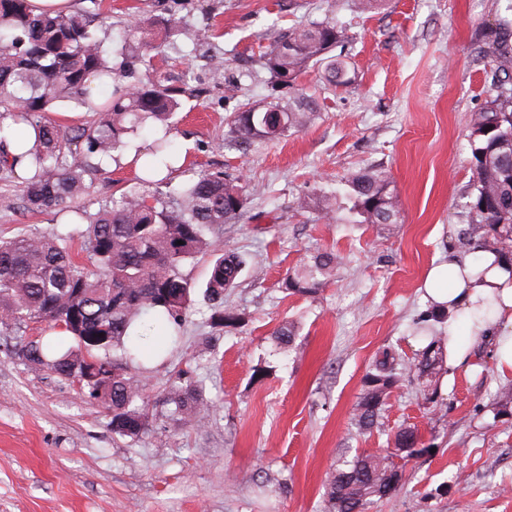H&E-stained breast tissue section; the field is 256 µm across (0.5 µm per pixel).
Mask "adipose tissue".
<instances>
[{"label":"adipose tissue","instance_id":"ef3b65f1","mask_svg":"<svg viewBox=\"0 0 512 512\" xmlns=\"http://www.w3.org/2000/svg\"><path fill=\"white\" fill-rule=\"evenodd\" d=\"M426 298L448 312L449 372L474 369L480 342L490 345V358L502 376L512 375V267L494 254L473 260L449 250L448 260L431 269L424 281ZM467 324L471 339H460L459 324Z\"/></svg>","mask_w":512,"mask_h":512}]
</instances>
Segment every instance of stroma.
I'll use <instances>...</instances> for the list:
<instances>
[{
    "label": "stroma",
    "mask_w": 512,
    "mask_h": 512,
    "mask_svg": "<svg viewBox=\"0 0 512 512\" xmlns=\"http://www.w3.org/2000/svg\"><path fill=\"white\" fill-rule=\"evenodd\" d=\"M111 27L104 48L120 56L132 13L183 15L188 33L151 51L154 66L178 63L200 98L183 103L174 132L177 191L194 174L246 173L244 218L224 228L226 249L246 265L224 299L240 316L218 333L196 302L179 335L140 376L153 416L132 440L113 435L109 412L78 385L28 363L15 337L0 334V512H327L326 485L338 461L385 452L400 425L417 429L423 454L402 461V480L369 512H512V415L495 416L501 382L491 361L441 376L435 402L407 379L372 430L353 422L363 377L385 349L413 361L426 341L423 282L470 220L474 173L469 123L512 75L477 56L474 36L512 11V0H99ZM333 19L349 39L335 48L354 73L330 85L311 68L293 85L270 82L267 47L289 29ZM210 28L211 47L192 30ZM224 70L208 69L209 52ZM304 95L313 124L247 150L225 146L227 121L244 103ZM383 165L397 190L398 224H324L296 209L307 193L345 197L340 179ZM134 164L106 161L92 201L134 186ZM71 212L34 215L0 207V238L80 228ZM346 258L319 295L281 282L307 256ZM295 322L292 345L273 332ZM214 408L207 426L182 425L164 398L187 380Z\"/></svg>",
    "instance_id": "stroma-1"
}]
</instances>
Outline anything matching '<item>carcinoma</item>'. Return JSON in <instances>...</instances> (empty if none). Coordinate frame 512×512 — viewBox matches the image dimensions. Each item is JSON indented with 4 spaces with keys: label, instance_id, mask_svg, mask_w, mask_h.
<instances>
[{
    "label": "carcinoma",
    "instance_id": "1",
    "mask_svg": "<svg viewBox=\"0 0 512 512\" xmlns=\"http://www.w3.org/2000/svg\"><path fill=\"white\" fill-rule=\"evenodd\" d=\"M183 18L170 13L142 17L127 25L122 61H112L103 44L106 17L100 13L33 12L30 0H0V111L16 115L20 131H33L34 145L10 155L0 137V178L20 188L29 212L69 209L84 221L78 237L43 233L0 240V331L22 332L29 322H43L63 332L74 346L54 352L40 338L20 337V352L29 362L88 389V398L112 412V433L136 439L151 426L148 396L131 367L158 350L151 337L174 333L193 306L194 286L185 266L201 254L213 266L204 290L212 327L239 323L224 292L236 286L245 261L224 247V225L246 214L249 200L243 174L203 172L178 192H164L175 171L172 118L183 98L193 92L184 76L170 68L148 66L139 77L129 62L144 59L185 32ZM346 29L329 21L301 24L275 40L263 55L274 82L286 85L310 67H322L336 86L352 82L345 61L332 55L345 42ZM486 61L496 65L512 56V19L502 18L484 36ZM68 102L96 118L63 127L44 114ZM313 102L304 96L276 98L235 113L228 121L227 141L243 148L256 140H278L310 123ZM148 128L154 139L137 185L88 211L87 177L98 161L118 160L129 137ZM469 144L475 174L472 221L462 232L470 249L506 255L512 263V90L501 88L487 107L474 114ZM342 181L352 203L349 212L360 224H396L400 202L389 172L381 167L347 172ZM317 219L339 221L336 197L312 204ZM79 248H73V242ZM342 257L329 250L306 259L283 279L292 294L314 297L336 276ZM297 334L287 322L275 332L277 343L291 345ZM444 371L431 341L418 359L406 363L384 350L364 375L354 424L369 430L391 390L416 373L429 390ZM184 423L201 426L210 404L196 386L169 392ZM393 448L420 444L415 428L400 426ZM389 455L359 453L340 460L327 488L329 512H365L373 499L389 495Z\"/></svg>",
    "mask_w": 512,
    "mask_h": 512
}]
</instances>
